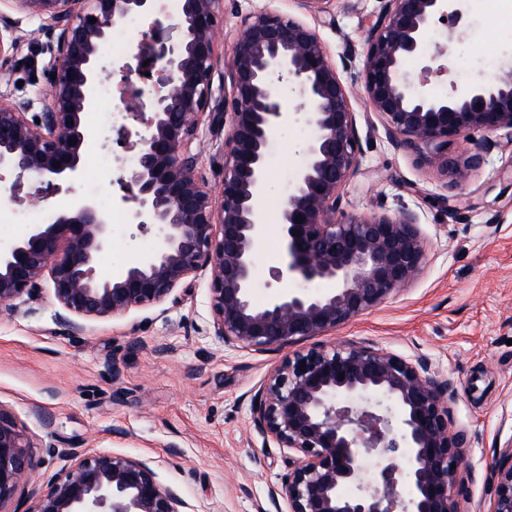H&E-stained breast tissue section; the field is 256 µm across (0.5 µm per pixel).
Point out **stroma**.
Here are the masks:
<instances>
[{"label": "stroma", "mask_w": 512, "mask_h": 512, "mask_svg": "<svg viewBox=\"0 0 512 512\" xmlns=\"http://www.w3.org/2000/svg\"><path fill=\"white\" fill-rule=\"evenodd\" d=\"M384 5L329 0L325 11L311 12L301 0H224L214 82L223 83L230 43L253 8L268 7L316 30L349 92L360 135V165L343 190V208L358 214L411 211L427 250L419 276L404 290L298 346L361 342L407 359L425 358L454 380L459 395L451 420L464 432L468 453L458 476L460 500L464 512H489L495 464L512 439V145L485 131L468 132L467 144L482 147L485 163L458 190L454 204L443 203L442 181L388 136L362 91L367 36ZM457 7L461 20L448 73L431 83L443 97L512 71V0H458ZM0 21L25 34L22 54L29 59L0 73V94L41 111L48 100L41 70L51 53L42 22L6 5ZM123 109L116 97L84 118L87 153L110 144L114 173L95 190L80 176L47 198L40 206L45 222L87 196L109 197L117 210H126L116 173L126 168L133 147L115 143L105 125L110 113ZM228 132V126L214 129L205 122L195 142L200 170L215 191ZM312 135L311 125L292 120L270 140L260 202L265 235L255 259L254 299L260 304L273 294L267 283L281 264L282 206ZM158 244L156 228L114 226L100 269L119 276ZM60 311L47 276L13 310H0V409L24 429L41 461L34 490H46L69 472L74 452L122 454L150 460L162 483L179 489L189 512L268 506L270 489L288 473V451L255 430L252 398L285 353L228 347L214 336L207 274L190 276L165 301L125 317L88 320L78 337L59 320ZM49 444L56 455L43 453Z\"/></svg>", "instance_id": "35a3bbf8"}]
</instances>
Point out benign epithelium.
<instances>
[{"label":"benign epithelium","mask_w":512,"mask_h":512,"mask_svg":"<svg viewBox=\"0 0 512 512\" xmlns=\"http://www.w3.org/2000/svg\"><path fill=\"white\" fill-rule=\"evenodd\" d=\"M27 16L51 21L54 56L44 66L48 103L28 118L30 104L0 97V170L42 177L29 194L37 205L76 178L84 161L82 116L98 107L106 66L99 48L130 16L150 20L135 55L150 90H129V65L118 67V89L145 127L137 162L119 178L130 221L157 226V249L121 276L108 278L100 260L112 245V225L93 198L49 224H34L0 251V305L11 308L49 274L76 336L83 321L119 318L166 300L189 276L209 273L214 334L231 347L263 352L333 331L377 307L419 274L425 242L417 216L354 214L341 191L358 170L360 137L349 96L317 33L267 7L244 15L227 64L224 105L212 106L216 50L224 30L223 0H182L178 19L164 25L157 0H8ZM456 0H386L368 36L363 90L389 136L444 182L448 195L484 163L479 146L448 156V144L470 130L512 142V73L454 89L429 88L445 65H426L418 82L406 63L424 58L435 23L448 24ZM96 18L92 24L89 19ZM24 37L0 29V59L21 53ZM149 65H144V62ZM292 86L303 118L314 128L303 164L293 175L281 212V266L276 284L327 283L324 291L277 292L253 298L255 256L265 232L259 200L267 183V148L289 118L274 82ZM224 123V176L213 194L198 170L195 147L205 115ZM40 122H35V119ZM74 144H69V141ZM344 378H339V374ZM454 383L427 360L370 345L340 343L286 357L254 394L253 424L264 438L295 454L281 486L269 492L275 512H459L458 472L466 448L451 429ZM74 467L36 495L29 512H183L186 501L163 484L150 461L126 455L74 453ZM379 460L367 474L366 462ZM37 468L29 440L0 409V512ZM491 512H512V441L496 464ZM286 504L284 511L281 504Z\"/></svg>","instance_id":"benign-epithelium-1"}]
</instances>
